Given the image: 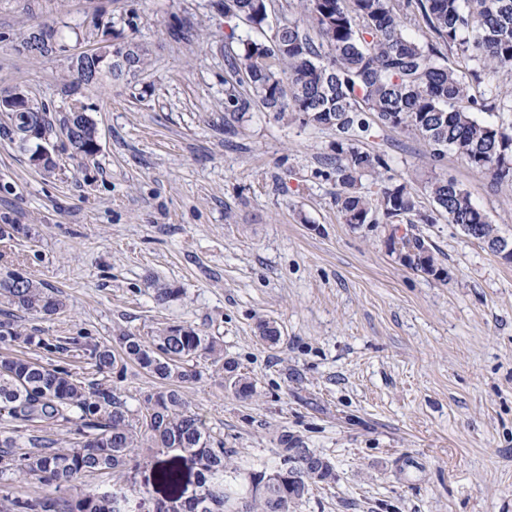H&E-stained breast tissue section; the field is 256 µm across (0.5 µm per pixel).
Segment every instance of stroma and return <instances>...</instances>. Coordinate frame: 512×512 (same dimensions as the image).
Returning a JSON list of instances; mask_svg holds the SVG:
<instances>
[{
    "label": "stroma",
    "instance_id": "obj_1",
    "mask_svg": "<svg viewBox=\"0 0 512 512\" xmlns=\"http://www.w3.org/2000/svg\"><path fill=\"white\" fill-rule=\"evenodd\" d=\"M55 28L58 50L20 52L24 33ZM187 38H178L179 29ZM224 0H0V94L28 90L52 125L57 167L29 161L0 114V273L24 272L65 302L54 316L15 311L45 340L117 341L169 324L215 337L255 385L242 399L209 359L183 386L208 433L245 468H273L281 435L329 458L335 483L298 512H512V263L446 220L414 225L447 281L391 255L387 224L342 223L324 158L333 130L253 106L224 132ZM122 35L151 52L131 83L62 86L74 54ZM98 129L94 159L61 135L72 99ZM367 149L392 176L434 169L418 138L372 127ZM443 172L512 237V186L490 190L456 157ZM160 282L174 297L159 303ZM273 321L277 344L258 320ZM109 380L133 412L157 382L135 365ZM143 452L123 474L84 478L154 512L169 490Z\"/></svg>",
    "mask_w": 512,
    "mask_h": 512
}]
</instances>
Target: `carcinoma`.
<instances>
[{
  "label": "carcinoma",
  "instance_id": "cac0c4a2",
  "mask_svg": "<svg viewBox=\"0 0 512 512\" xmlns=\"http://www.w3.org/2000/svg\"><path fill=\"white\" fill-rule=\"evenodd\" d=\"M224 18L251 28L271 30L263 41H235V27L225 35V127L254 105L278 120L294 117L304 125L336 131L333 154L327 157L335 177L336 211L345 224H434L437 217L502 259L512 261V238L497 225L455 180L437 174L424 192L413 180L383 177L388 161L363 146L364 134L376 124L423 141L434 166L443 167L453 153L492 188L512 185V121L490 124L483 112H512V0H224ZM426 30L421 40L411 29ZM130 71L117 59L96 77L123 83L148 64L149 50L137 45ZM465 63L450 62L449 56ZM83 103H71L63 126H74L73 154H97V129ZM45 105L31 98L10 123L21 142L34 127L49 130ZM372 176L378 190H364ZM431 205L427 210L421 198ZM390 253L401 265L436 279L432 245L420 234H390ZM0 297L31 313L52 316L64 303L50 288L27 279L13 283L0 273ZM48 348L43 339L25 336L14 324L0 321V345L16 341ZM207 355L224 372L234 394L246 399L254 385L236 373L234 361L214 337L185 325H169L146 341L128 334L120 351L108 340L88 343L86 364L97 378L76 376L65 366L42 364L11 353L0 354V415L15 422L11 434H0V512H121L110 491L70 494L91 474H120L143 448L176 450L197 469L196 496L162 503L158 512H296L312 487L336 481L332 463L307 485L288 487V449L304 442L284 434L276 455L280 465L249 474L252 492L240 495L234 482L239 466L214 444L202 421L183 398L182 384L197 380L187 368ZM131 362L161 381L144 396L143 411L129 413L115 394L107 374L118 363ZM70 425L72 438L60 445L26 436L31 426ZM28 438L33 450L13 449ZM36 478L45 492L35 498L12 496V482Z\"/></svg>",
  "mask_w": 512,
  "mask_h": 512
}]
</instances>
